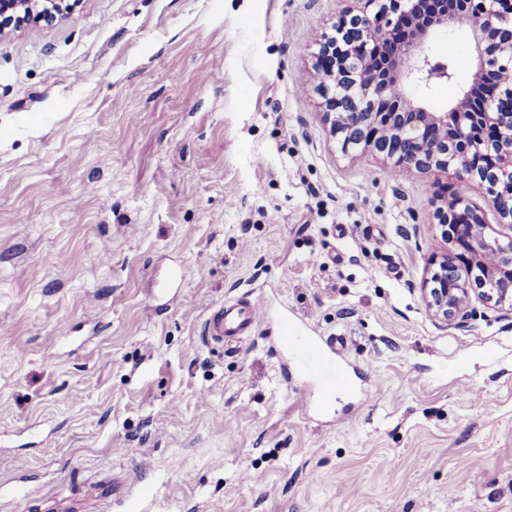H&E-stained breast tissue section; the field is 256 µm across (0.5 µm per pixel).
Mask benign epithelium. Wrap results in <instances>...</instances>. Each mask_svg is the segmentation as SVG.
I'll use <instances>...</instances> for the list:
<instances>
[{"instance_id":"obj_1","label":"benign epithelium","mask_w":512,"mask_h":512,"mask_svg":"<svg viewBox=\"0 0 512 512\" xmlns=\"http://www.w3.org/2000/svg\"><path fill=\"white\" fill-rule=\"evenodd\" d=\"M58 0H0V34L57 19ZM377 10L341 11L323 36L314 67L321 75L319 107L342 149L368 151L395 168L453 172L457 182L485 185L493 209L511 234L489 229L463 194L442 196L434 215L449 224L446 240L457 250L435 262L422 284L429 311L445 320L472 316V270L482 271L478 296L512 312V85L495 77L512 73V0H367ZM455 25L470 29L471 80L444 112L415 90L455 77L450 62L431 54L435 39ZM407 28L403 44L381 35ZM496 159L485 172L471 155ZM497 259L487 262V251Z\"/></svg>"}]
</instances>
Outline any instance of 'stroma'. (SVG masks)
<instances>
[{
  "label": "stroma",
  "instance_id": "obj_1",
  "mask_svg": "<svg viewBox=\"0 0 512 512\" xmlns=\"http://www.w3.org/2000/svg\"><path fill=\"white\" fill-rule=\"evenodd\" d=\"M342 0H79L0 35V512H512V314L421 281L452 177L343 151L318 42ZM466 28L432 47L465 87ZM266 301L342 337L316 385ZM268 315L269 306L260 300L225 305L206 320L204 338L208 344H229L241 336H251Z\"/></svg>",
  "mask_w": 512,
  "mask_h": 512
}]
</instances>
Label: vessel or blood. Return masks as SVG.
I'll list each match as a JSON object with an SVG mask.
<instances>
[{
	"label": "vessel or blood",
	"instance_id": "obj_1",
	"mask_svg": "<svg viewBox=\"0 0 512 512\" xmlns=\"http://www.w3.org/2000/svg\"><path fill=\"white\" fill-rule=\"evenodd\" d=\"M269 307L260 300H246L219 308L205 322L204 338L207 343H231L252 335L267 320ZM278 344L289 350L306 374L320 385L318 407L331 405L337 391L345 387L343 371L337 361L340 353L335 340L321 341L302 335L288 316L277 320Z\"/></svg>",
	"mask_w": 512,
	"mask_h": 512
}]
</instances>
